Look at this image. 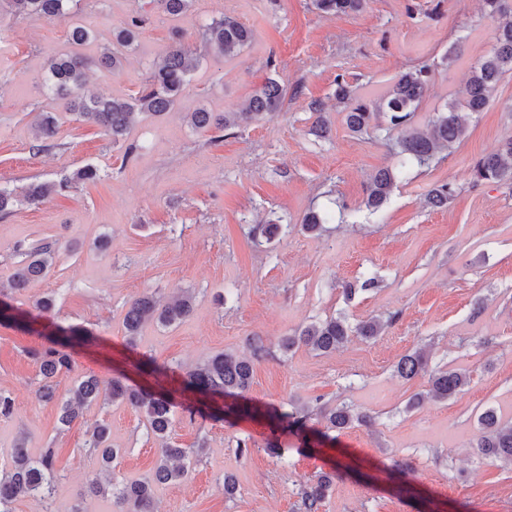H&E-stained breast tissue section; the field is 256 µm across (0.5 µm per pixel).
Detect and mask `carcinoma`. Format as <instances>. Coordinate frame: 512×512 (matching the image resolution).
<instances>
[{
  "mask_svg": "<svg viewBox=\"0 0 512 512\" xmlns=\"http://www.w3.org/2000/svg\"><path fill=\"white\" fill-rule=\"evenodd\" d=\"M75 2L77 0H0V16L5 14L52 21L69 13ZM153 2L162 15L174 18L189 11L196 0ZM364 2L312 0V5L322 14L340 17L362 10ZM483 3L486 16L497 22L495 41L490 51L471 66L464 99L448 105L429 123L427 130L420 132L414 127L413 118L431 81L429 66L413 67L400 73L384 96L369 101L359 98L353 86L339 76L336 78V100L343 104L348 130L355 135H362L371 129L397 133L396 155L400 157L402 167L409 162L427 166L439 151L461 141L466 135V127L461 123L458 112L484 111L493 100L501 76L512 71V0H483ZM145 22L146 18L134 16L118 27L112 47L104 49L98 58V65L114 73L120 71L125 51L137 41ZM253 38L252 29L227 14L206 25L203 32L204 41L215 46L226 57L241 54ZM89 64L90 61L77 53L56 57L49 64L46 84L65 110L82 121L100 127L116 142L123 137L136 113L161 116L176 107L187 82L191 58L189 50L175 36L162 62L151 71L147 84L136 96L117 99L90 95L73 100L72 93L81 89L86 82ZM287 96V87L269 78L254 91L244 109L226 112L217 118L199 109L190 113L191 123L201 130L212 126L224 130L248 125L279 110ZM309 110L315 116L313 132L321 137L328 131L322 103L311 102ZM56 134L55 117L50 112L44 113L38 123V136L46 141ZM473 172L478 181H511L512 137L506 138L496 150L479 159ZM96 175V169L86 165L77 170L73 178L61 181L58 188L66 191L72 188L74 182L92 180ZM397 178L398 172L390 167L380 169L372 176L366 188L365 201L370 210L377 211L386 203ZM50 191L49 185L38 182L29 183L19 192L0 187V214L9 213L18 202L36 205ZM454 194L452 184L443 182L430 191L429 202L441 207ZM53 254L54 249L49 245L25 252V260L16 268L9 283L10 290L19 292L42 277L52 264ZM193 302L194 293L190 291L166 305L159 304L149 293L133 299L124 317L128 342H135L147 321L170 326L183 320L191 313ZM395 321L396 316L391 315L385 320L372 318L352 326L343 317H329L284 337L281 348L289 352L304 345L316 352L330 353L342 347L351 336L375 339ZM86 339V334L81 331L59 326L56 333L47 338L46 345L32 352L39 363L41 375L39 396L48 402L58 401L59 423L64 427L79 416L80 410L99 399L105 403H126L144 414L149 432L161 441L158 464L151 476L126 483L112 475L119 450L109 444V427L102 423L94 428L86 443V452L97 457L108 479L92 483L90 493L110 499L115 507L113 512H154L155 486L184 479L189 472L191 458L199 456L200 449L180 448L169 441L173 403L171 393L163 389L149 391L131 385L122 378H114L104 390L99 379L89 374L76 380L66 391L64 399L57 400L59 383L73 368V358L68 349ZM396 372L405 379L428 376L430 393L443 401L457 396L470 383L468 370L429 369L428 359L421 348L403 355L396 365ZM252 377V361L220 353L187 371L182 380V390L197 392L211 399L240 396L249 390ZM265 416L279 427L302 429L306 427L308 413L303 408H297L292 412H267ZM323 418L328 432H340L355 423H371L368 414L358 412L346 403L324 409ZM478 424L479 433L472 444L475 454L512 465V424L500 421L491 408L479 414ZM55 456L54 448H44L37 455L31 454L22 443L12 449L11 467L6 471L0 470V512H14L13 503L20 497L38 495L47 500L52 498L58 480ZM333 482L334 474L323 472L315 482L301 489L304 512H319Z\"/></svg>",
  "mask_w": 512,
  "mask_h": 512,
  "instance_id": "carcinoma-1",
  "label": "carcinoma"
}]
</instances>
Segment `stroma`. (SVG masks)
Listing matches in <instances>:
<instances>
[{"mask_svg":"<svg viewBox=\"0 0 512 512\" xmlns=\"http://www.w3.org/2000/svg\"><path fill=\"white\" fill-rule=\"evenodd\" d=\"M147 0H81L52 21L0 18V184L57 182L90 164L96 181L38 205L0 214V284L8 283L18 244H49L57 253L49 273L11 294L32 310L53 296V311L36 333L0 325V390L14 413L0 419V467L25 439L32 453L57 449L60 480L53 498H19L14 512H110V500L86 494L97 473L85 450L94 426L107 422L118 448L117 476L152 474L160 443L142 413L124 403L95 402L69 427L56 403L40 399L39 366L29 351L57 327L85 330L72 351L76 375L126 377L151 389L140 361L165 368V386H178L187 368L218 353L247 357L254 336L270 348L255 362L247 393L254 405L313 412L310 430L324 429L318 412L340 403L374 419L335 439L306 446L293 429L271 430L262 419L174 410L171 441L200 448L182 482L155 488L156 512H299L301 484L319 472L337 478L321 512H512V466L475 455L478 416L494 408L512 421V182H477L472 169L512 135V72L501 77L482 112L463 113L466 136L430 166L408 168L379 211L366 208V186L394 158L383 135L357 136L345 126L334 93L344 75L368 99L384 94L415 65L433 70L414 124L425 126L447 104L463 99L472 63L494 42L495 23L481 0H366L362 11L330 17L310 0H196L177 19L149 14L120 72L92 68L87 88L128 98L179 34L199 63L176 109L139 116L119 142L65 112L43 78L52 57L69 52V31L91 39L81 51L98 58L121 22L146 12ZM147 13V12H146ZM232 15L255 32L249 48L226 58L200 38L204 24ZM456 48L458 58L442 57ZM288 86L283 109L242 128L198 130L188 114H221L243 107L266 78ZM322 102L330 133L311 132V102ZM53 113L58 133L40 147L35 123ZM448 181L455 197L431 206L427 194ZM330 213L321 235L302 232L310 210ZM259 224L279 227L272 241L254 236ZM107 248H97L102 236ZM377 289L345 297L364 278ZM192 291V313L180 323L144 324L128 346L124 316L143 293L166 302ZM331 315L350 324L392 318L381 336L352 338L339 351L305 346L283 352L282 337ZM426 346L433 369L469 370L457 397L428 398L424 377L395 372L401 356ZM424 394L408 408L414 394ZM275 441L283 455L268 454ZM238 482L224 494V476Z\"/></svg>","mask_w":512,"mask_h":512,"instance_id":"obj_1","label":"stroma"}]
</instances>
